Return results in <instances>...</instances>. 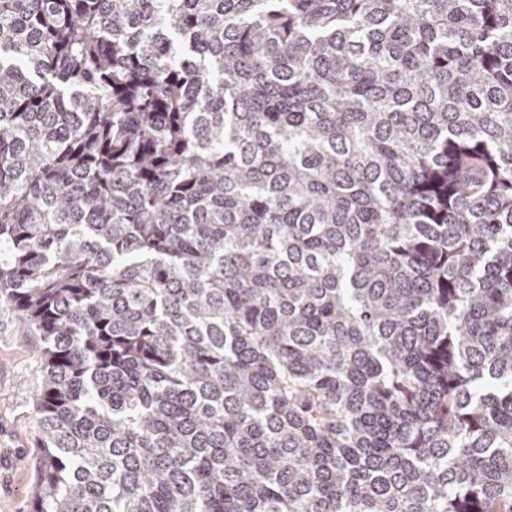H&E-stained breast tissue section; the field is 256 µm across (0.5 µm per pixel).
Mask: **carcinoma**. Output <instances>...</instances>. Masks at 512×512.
Returning <instances> with one entry per match:
<instances>
[{
	"instance_id": "1",
	"label": "carcinoma",
	"mask_w": 512,
	"mask_h": 512,
	"mask_svg": "<svg viewBox=\"0 0 512 512\" xmlns=\"http://www.w3.org/2000/svg\"><path fill=\"white\" fill-rule=\"evenodd\" d=\"M31 512H512V0H0Z\"/></svg>"
}]
</instances>
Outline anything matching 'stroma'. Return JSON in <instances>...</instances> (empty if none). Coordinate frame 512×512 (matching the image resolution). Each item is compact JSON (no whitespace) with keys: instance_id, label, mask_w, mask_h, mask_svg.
<instances>
[{"instance_id":"obj_1","label":"stroma","mask_w":512,"mask_h":512,"mask_svg":"<svg viewBox=\"0 0 512 512\" xmlns=\"http://www.w3.org/2000/svg\"><path fill=\"white\" fill-rule=\"evenodd\" d=\"M43 343L0 297V512H29L43 455L35 410Z\"/></svg>"}]
</instances>
